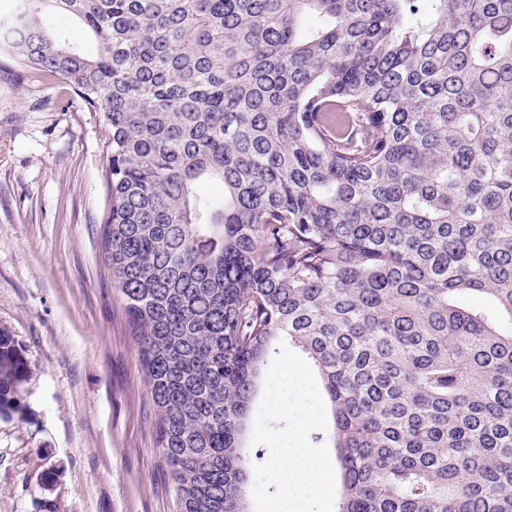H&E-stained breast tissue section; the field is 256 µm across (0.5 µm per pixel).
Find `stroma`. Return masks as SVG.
I'll return each instance as SVG.
<instances>
[{
    "mask_svg": "<svg viewBox=\"0 0 512 512\" xmlns=\"http://www.w3.org/2000/svg\"><path fill=\"white\" fill-rule=\"evenodd\" d=\"M106 137L64 79L0 53V331L31 365L24 417H0V512H175L102 258Z\"/></svg>",
    "mask_w": 512,
    "mask_h": 512,
    "instance_id": "35a3bbf8",
    "label": "stroma"
}]
</instances>
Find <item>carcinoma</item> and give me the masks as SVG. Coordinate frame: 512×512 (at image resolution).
Listing matches in <instances>:
<instances>
[{
    "mask_svg": "<svg viewBox=\"0 0 512 512\" xmlns=\"http://www.w3.org/2000/svg\"><path fill=\"white\" fill-rule=\"evenodd\" d=\"M0 50L108 131L101 249L177 512H249L282 340L338 512H512V0H15ZM29 373L0 331L1 418ZM51 33L62 44L79 46L88 53H94L95 43L85 37L74 22L65 14L56 13L52 20ZM284 342L293 351L298 353L301 357H303L307 361L306 357L302 354V352L297 347H295L292 344H289L288 341H286V340ZM307 363L309 364L308 361H307ZM311 368L313 369V371H314V373L316 375V378H317V381H318V385H319V389H320L321 395H322V397L324 399V402H325V405H326L327 429L325 431H322V430H315V431H313L310 434V441H311V443L313 445H322V444L326 443L328 445V447H329L331 460H332V463H333V466H334V469H335V474H336V499H335V505H334V512H337L339 510L338 509V505H339V488H340L339 480H340V473H339V468H338V465H337V452H336L335 448H331V444H330V441H329V434H330L331 426H332L331 411H330V407H329V405H328V403H327V401H326V399L324 397V394H323L320 377H319L317 371L312 366H311Z\"/></svg>",
    "mask_w": 512,
    "mask_h": 512,
    "instance_id": "carcinoma-1",
    "label": "carcinoma"
}]
</instances>
